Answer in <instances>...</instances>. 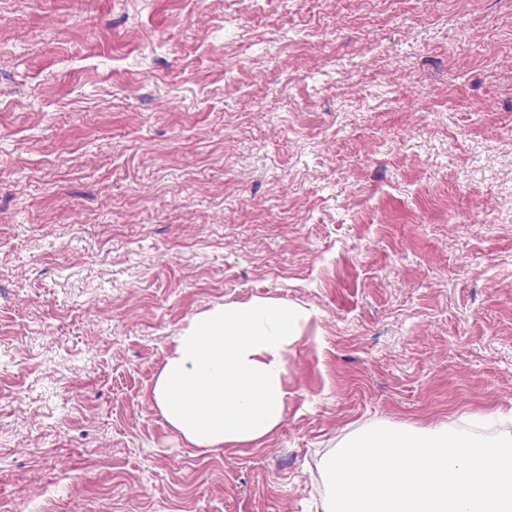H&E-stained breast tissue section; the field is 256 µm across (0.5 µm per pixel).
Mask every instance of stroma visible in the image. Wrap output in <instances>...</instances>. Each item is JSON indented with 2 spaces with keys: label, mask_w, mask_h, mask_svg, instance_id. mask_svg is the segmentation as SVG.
<instances>
[{
  "label": "stroma",
  "mask_w": 512,
  "mask_h": 512,
  "mask_svg": "<svg viewBox=\"0 0 512 512\" xmlns=\"http://www.w3.org/2000/svg\"><path fill=\"white\" fill-rule=\"evenodd\" d=\"M311 319L279 427L152 400L217 305ZM512 414V0H0V512H318L384 421Z\"/></svg>",
  "instance_id": "stroma-1"
}]
</instances>
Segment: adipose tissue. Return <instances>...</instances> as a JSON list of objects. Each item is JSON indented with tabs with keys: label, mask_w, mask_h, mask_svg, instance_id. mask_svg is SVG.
Instances as JSON below:
<instances>
[{
	"label": "adipose tissue",
	"mask_w": 512,
	"mask_h": 512,
	"mask_svg": "<svg viewBox=\"0 0 512 512\" xmlns=\"http://www.w3.org/2000/svg\"><path fill=\"white\" fill-rule=\"evenodd\" d=\"M309 319L305 309L271 299L194 316L156 376L161 415L196 448L262 440L282 421L285 355Z\"/></svg>",
	"instance_id": "obj_1"
}]
</instances>
